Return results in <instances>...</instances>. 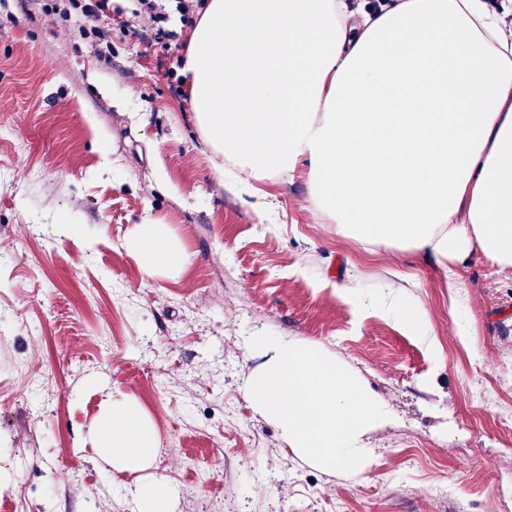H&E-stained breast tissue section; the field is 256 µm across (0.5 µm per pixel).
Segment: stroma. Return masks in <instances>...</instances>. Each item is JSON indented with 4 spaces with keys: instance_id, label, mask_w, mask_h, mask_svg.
<instances>
[{
    "instance_id": "stroma-1",
    "label": "stroma",
    "mask_w": 512,
    "mask_h": 512,
    "mask_svg": "<svg viewBox=\"0 0 512 512\" xmlns=\"http://www.w3.org/2000/svg\"><path fill=\"white\" fill-rule=\"evenodd\" d=\"M117 4L104 62L75 26L0 0V512H134L141 484L170 512H512V282L476 251L452 290L422 251L362 248L304 175L218 177L175 71L191 23L170 12L178 40L150 45L136 0ZM147 214L183 269L144 274L128 242ZM385 301L422 305L423 325ZM260 330L388 405L366 469L299 459L253 408ZM115 397L156 429L137 470L95 435Z\"/></svg>"
}]
</instances>
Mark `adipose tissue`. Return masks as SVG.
I'll return each mask as SVG.
<instances>
[{"label":"adipose tissue","mask_w":512,"mask_h":512,"mask_svg":"<svg viewBox=\"0 0 512 512\" xmlns=\"http://www.w3.org/2000/svg\"><path fill=\"white\" fill-rule=\"evenodd\" d=\"M209 0L177 60L216 172L306 167L310 199L359 245L426 251L449 286L480 252L512 278V38L484 0ZM145 273L181 268L164 227L129 241ZM98 439L112 465L156 451L116 399Z\"/></svg>","instance_id":"adipose-tissue-1"}]
</instances>
